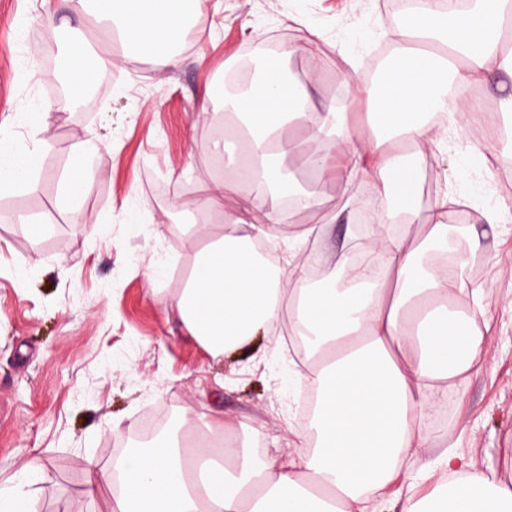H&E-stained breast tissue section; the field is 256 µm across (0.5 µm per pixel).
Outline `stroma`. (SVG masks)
I'll list each match as a JSON object with an SVG mask.
<instances>
[{"label":"stroma","mask_w":512,"mask_h":512,"mask_svg":"<svg viewBox=\"0 0 512 512\" xmlns=\"http://www.w3.org/2000/svg\"><path fill=\"white\" fill-rule=\"evenodd\" d=\"M50 0H0V125L18 147L39 145L35 190L0 194V485L32 458L35 512H69L84 499L89 462L111 467L125 435L167 412L170 430L182 421L216 416L239 427L241 440L260 435L261 455L286 460L308 442L298 424L303 391L296 365L279 348L258 343L239 356L215 358L187 336L170 305L201 246L190 223L220 232L223 211L206 206L212 181L214 131L226 113L223 93L201 111L206 84H221L244 49L276 46L289 73L307 84L316 112L343 106L337 74L367 72L401 27L381 0H210L187 21L177 64L140 56L113 41L116 66L100 77L98 101L87 111L60 106L44 77L59 35L95 37L93 18ZM304 17L322 32L314 53L298 50ZM37 78H29V70ZM47 112L48 129L34 139L27 116ZM499 134L467 131L470 153L420 157L417 209L426 214L440 189L434 173L451 168L458 189L491 186L512 202V116L498 115ZM98 146L92 180L76 206L61 201V179L73 147L87 136ZM369 188L327 185L320 210L302 216L315 226L322 272L359 246V215L346 201ZM483 205L469 208L459 232L480 240L485 254L473 286L483 288L486 352L477 370L448 387L446 421L428 425L422 459L448 452L512 483V223L490 224ZM336 215L325 223L324 214ZM44 221L32 234L29 219ZM98 232H91V225ZM85 501L86 512L101 503Z\"/></svg>","instance_id":"35a3bbf8"}]
</instances>
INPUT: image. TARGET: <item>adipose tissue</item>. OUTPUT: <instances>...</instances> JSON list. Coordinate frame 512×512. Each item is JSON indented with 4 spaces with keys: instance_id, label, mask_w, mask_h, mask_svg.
Returning a JSON list of instances; mask_svg holds the SVG:
<instances>
[{
    "instance_id": "obj_1",
    "label": "adipose tissue",
    "mask_w": 512,
    "mask_h": 512,
    "mask_svg": "<svg viewBox=\"0 0 512 512\" xmlns=\"http://www.w3.org/2000/svg\"><path fill=\"white\" fill-rule=\"evenodd\" d=\"M91 9L114 36L147 58L168 46L166 62L181 45L189 14L207 0H68ZM512 29V0H475L472 8L447 12L443 0H426L410 20L381 80L365 86L339 75L348 105L328 107L310 120L309 96L287 79L259 74L232 102L238 123L234 176L207 186L206 202L220 207L236 192L235 176L256 167L255 203L224 214V231L197 251L184 288L171 300L188 336L212 356L233 355L287 328L302 338L313 366L317 444L288 462L258 458L239 447L235 427L214 419L195 437L162 434L146 448L128 452L112 469L90 466L87 498L103 487L122 489L102 500V512H368L393 482L405 492L391 512H512V486L497 471L469 470L461 457L444 453L418 466L420 475L442 476L440 491L415 502L414 483L403 462L426 442L422 427L429 408L450 379L469 372L484 351L475 315H461L454 300L481 303L452 268L421 265L429 250L448 240L450 207L466 206L446 171V188L419 220L416 200L421 167L412 153L423 146L464 150L461 134L475 110L449 95V86L471 87L491 72L512 75V49L503 35ZM366 104L373 137H365L355 108ZM292 122L306 125L303 143L284 138ZM301 154L318 179L351 181L370 176L372 188L390 202L386 216L405 226L397 236L377 230L372 246L380 262L375 275L345 267L314 288L304 275V228L281 237L291 223L282 206L297 198L303 209L319 206L318 188L300 187L283 166ZM41 155L18 150L0 132V192L36 188ZM286 245L288 255L270 265L254 241Z\"/></svg>"
}]
</instances>
